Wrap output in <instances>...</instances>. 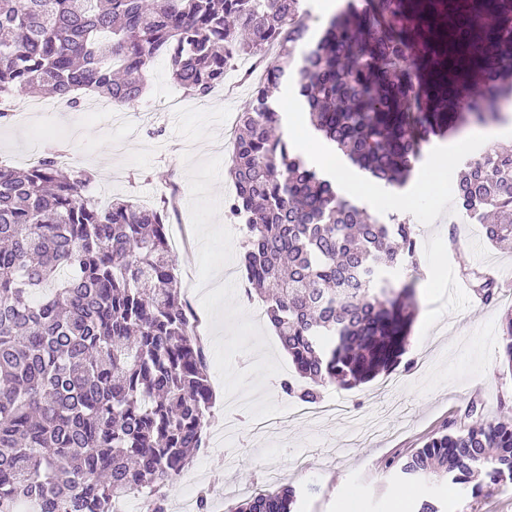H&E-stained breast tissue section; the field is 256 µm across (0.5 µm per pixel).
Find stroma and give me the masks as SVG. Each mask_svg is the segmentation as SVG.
I'll list each match as a JSON object with an SVG mask.
<instances>
[{
	"label": "stroma",
	"mask_w": 512,
	"mask_h": 512,
	"mask_svg": "<svg viewBox=\"0 0 512 512\" xmlns=\"http://www.w3.org/2000/svg\"><path fill=\"white\" fill-rule=\"evenodd\" d=\"M253 82L228 71L224 83L206 98L185 94L171 78L164 57L147 68V89L125 108L123 125L94 117L86 93L78 108L61 112H17L0 120V162L23 168L31 155L52 151L71 157L72 167L92 174L91 195L129 199L143 206L182 195L174 230L185 249L172 253L177 285L202 322L210 348L211 419L222 423L224 397L261 391L253 407L237 414L239 435L219 447L201 449L181 477L166 487L167 512H178L189 492L206 493L208 512H231L262 487L269 475L299 492L300 512H392L397 500H447L448 512H512V482L480 497L446 482H410L394 462L442 432L477 405L482 420L512 419V372L503 366L501 324L512 312V249L485 242L481 225L456 206L453 182H446L431 206L412 212L420 275L417 311L407 351L395 370L397 388L387 375L351 390L322 388V399L336 397L364 425L354 428L340 416L319 421L292 419L282 389L297 373L268 323H252V298L245 276L214 288L225 267L240 268L244 225L230 222L226 203L234 194L227 176L228 143ZM175 97L184 105L162 113L151 125L141 112ZM443 287L430 289L433 268ZM476 267L495 277L498 299L485 304L466 275ZM274 422V432H255L256 423ZM357 498L345 504L340 487Z\"/></svg>",
	"instance_id": "stroma-1"
}]
</instances>
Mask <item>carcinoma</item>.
Listing matches in <instances>:
<instances>
[{"label": "carcinoma", "instance_id": "carcinoma-1", "mask_svg": "<svg viewBox=\"0 0 512 512\" xmlns=\"http://www.w3.org/2000/svg\"><path fill=\"white\" fill-rule=\"evenodd\" d=\"M304 0H0V95L47 88L73 107L89 89L138 102L154 57L204 98L240 59L277 56L239 114L228 166L241 259L265 315L309 387L351 390L406 351L417 267L410 219L379 218L338 194L288 140L271 92L289 77L312 129L369 177L402 187L448 130L502 118L512 99V0H343L308 42ZM48 154L0 165V512H112L160 490L203 447L213 399L207 358L170 259L161 209L116 198ZM455 196L492 245L512 238V151L466 162ZM481 299L497 282L478 270ZM512 371V317L502 326ZM409 479L446 478L478 496L512 481V419L448 425L398 462ZM292 486L237 512H295Z\"/></svg>", "mask_w": 512, "mask_h": 512}]
</instances>
